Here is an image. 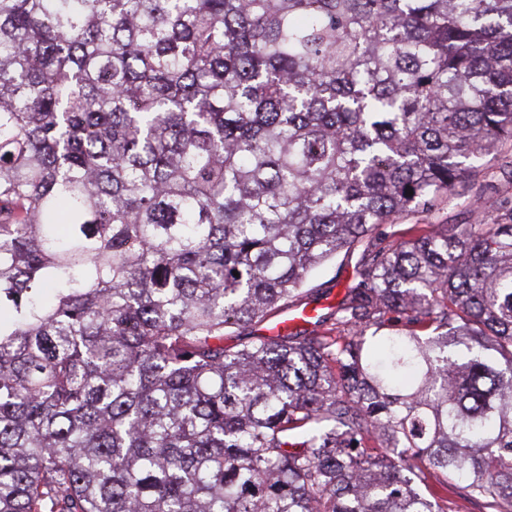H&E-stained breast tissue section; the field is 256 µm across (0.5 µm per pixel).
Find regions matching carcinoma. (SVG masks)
I'll use <instances>...</instances> for the list:
<instances>
[{
    "instance_id": "obj_1",
    "label": "carcinoma",
    "mask_w": 512,
    "mask_h": 512,
    "mask_svg": "<svg viewBox=\"0 0 512 512\" xmlns=\"http://www.w3.org/2000/svg\"><path fill=\"white\" fill-rule=\"evenodd\" d=\"M508 143L512 0H0V512H512ZM511 157L512 148L508 144L496 154L484 158L477 173L459 184L455 192L440 199L434 207L414 214H404L392 224H400L395 230L404 229L408 224H447L448 229L456 224H471L474 217L467 203L471 199L481 201L480 217L494 218L492 206L504 196L512 198V182L509 180L505 162ZM353 267L354 259L341 253L335 260L314 271L304 287L302 304L308 303V306L316 307L321 312L336 306L354 282Z\"/></svg>"
}]
</instances>
